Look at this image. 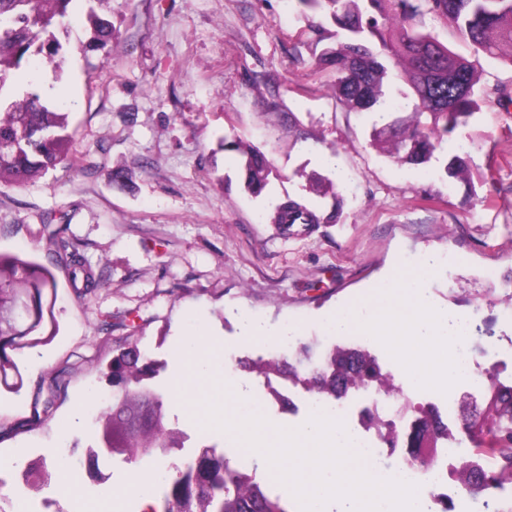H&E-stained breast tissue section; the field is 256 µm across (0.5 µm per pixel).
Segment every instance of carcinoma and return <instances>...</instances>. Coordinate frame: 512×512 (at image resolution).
I'll list each match as a JSON object with an SVG mask.
<instances>
[{"label": "carcinoma", "instance_id": "obj_1", "mask_svg": "<svg viewBox=\"0 0 512 512\" xmlns=\"http://www.w3.org/2000/svg\"><path fill=\"white\" fill-rule=\"evenodd\" d=\"M72 0H0V185L24 187L39 175L60 164L92 166L85 158H75L66 134L65 114L44 103L37 92L28 91L15 99L9 93L8 79L19 69L26 56L43 53L44 37L50 27L61 22ZM299 6L321 14L343 36L324 48L317 57L320 69L336 71V97L348 108L377 115L372 121L370 145L381 150L398 165L420 166L443 152L448 137L480 110V103L496 98L502 106L512 104V94L502 84L479 85L474 62L452 52L431 31L424 30L430 16L455 30L475 53L500 58L512 65V0H296ZM90 43L104 46L112 42V24L95 14L89 15ZM398 70L409 87L400 92L411 101L407 114L394 111L385 81ZM224 150L243 157L241 181L246 191L258 197L269 184L274 165L260 148L240 139L224 140ZM448 179L471 183L469 152L454 145L443 160ZM320 184L331 189L334 204L325 212L302 196H286L276 203L268 221L286 231L295 224L310 229L318 224L334 223L342 208L337 180L323 177ZM53 218L43 219V231L56 254V264L69 270L70 282L78 295H88L108 287L80 255L64 229L52 227ZM58 282L54 273L40 263L19 254L0 253V370L10 363L8 347H35L45 315L44 298L56 296ZM307 362L306 377L284 365V359L272 358L256 365L258 375L272 393V379L293 384L322 398L340 399L350 390L373 387L385 395H399L402 388L391 375L382 371L371 354L356 348H333L316 357L312 348H298ZM165 365L150 359L138 348L123 351L112 358L108 382L117 386L112 408L128 411L157 407L159 423L147 425L124 435L117 453L136 462L155 457L168 445L181 447L182 432L166 425L168 393L153 380ZM482 426L485 432L464 428L475 455L487 465L461 460L459 480L464 489L473 486L476 475L491 486L482 491L483 508L492 512H512V499L505 496V481L512 482V385L497 375H483ZM414 424L433 441L448 433L430 407L415 408ZM388 451L407 449L404 463L420 462L422 445L408 447L409 430L398 431L388 423ZM51 478L47 468L28 465L21 470L20 481L32 489L42 487ZM164 512H287L267 487L237 467L224 455L205 446L188 459L175 475L163 478Z\"/></svg>", "mask_w": 512, "mask_h": 512}]
</instances>
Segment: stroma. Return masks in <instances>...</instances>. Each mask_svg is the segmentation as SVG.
Instances as JSON below:
<instances>
[{
    "instance_id": "stroma-1",
    "label": "stroma",
    "mask_w": 512,
    "mask_h": 512,
    "mask_svg": "<svg viewBox=\"0 0 512 512\" xmlns=\"http://www.w3.org/2000/svg\"><path fill=\"white\" fill-rule=\"evenodd\" d=\"M112 24V42L89 45V12ZM293 0H72L66 27L57 29L61 70L21 64L26 83L67 115L76 154L93 167H57L23 188L0 186V251L52 265L42 220L69 222L67 234L107 279L110 289L78 300L69 272L58 282V332L36 348L10 356L18 367L0 383V451H21L27 463L68 461V447L95 444L86 393L111 394L102 372L118 349L135 344L165 362L155 382L167 386L178 364L172 345L197 315L218 332L225 358L243 365L237 379L257 390L262 377L249 363L284 347L280 338L257 347L237 334L230 310L278 324L291 322L303 338L324 339L320 320L366 291L397 263L422 254L453 258L428 288L448 309L482 302L494 334L512 336L500 312L512 273V111L488 100L455 140L469 143L473 187L449 184L437 164L400 166L369 144L373 116L336 99L335 75L319 70L321 48ZM426 30L455 53L476 59L482 78L512 87V67L472 47L442 22ZM238 137L265 151L276 173L266 196L243 188L234 153L223 139ZM335 154L347 182L339 223L283 235L268 223L266 197L316 196L318 158ZM135 177L114 182L113 167ZM59 376L64 390L50 388ZM83 412L68 433L59 423L75 405ZM169 426L187 433L182 450L164 457L182 465L201 447L224 452L231 465L267 476L257 460L241 463L223 433H201L170 407ZM95 482L74 466L76 495L57 481L27 492L35 512H83L100 486L120 487L136 463L113 455L98 461Z\"/></svg>"
}]
</instances>
